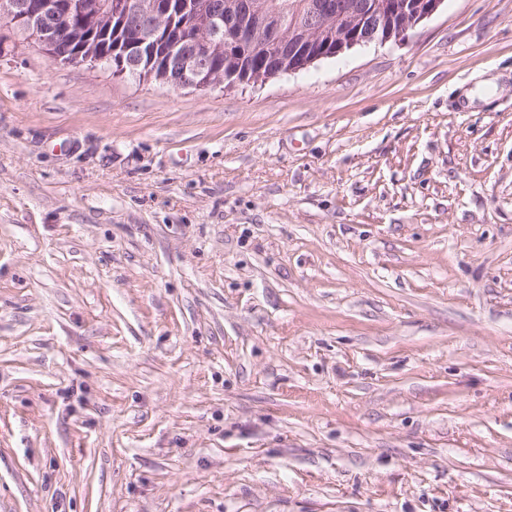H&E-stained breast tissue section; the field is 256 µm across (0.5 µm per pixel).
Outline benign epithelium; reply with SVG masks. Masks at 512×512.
Returning <instances> with one entry per match:
<instances>
[{"label": "benign epithelium", "mask_w": 512, "mask_h": 512, "mask_svg": "<svg viewBox=\"0 0 512 512\" xmlns=\"http://www.w3.org/2000/svg\"><path fill=\"white\" fill-rule=\"evenodd\" d=\"M444 0H315L288 25L271 22L267 0H225L190 13L189 0H0V17L53 61L95 67L112 38L122 73L175 89L256 84L297 73L358 46L405 39ZM221 71L208 66L219 51ZM271 54L256 67L254 56Z\"/></svg>", "instance_id": "7a95c632"}]
</instances>
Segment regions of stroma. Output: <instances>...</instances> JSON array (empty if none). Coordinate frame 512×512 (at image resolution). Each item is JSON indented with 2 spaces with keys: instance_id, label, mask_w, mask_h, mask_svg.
Segmentation results:
<instances>
[{
  "instance_id": "stroma-1",
  "label": "stroma",
  "mask_w": 512,
  "mask_h": 512,
  "mask_svg": "<svg viewBox=\"0 0 512 512\" xmlns=\"http://www.w3.org/2000/svg\"><path fill=\"white\" fill-rule=\"evenodd\" d=\"M0 512H512V0L228 90L0 19Z\"/></svg>"
}]
</instances>
